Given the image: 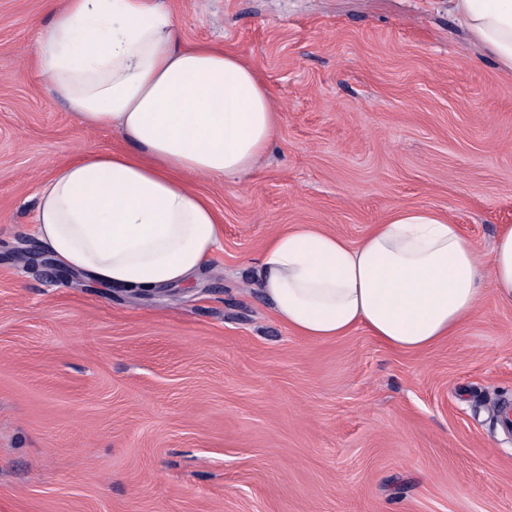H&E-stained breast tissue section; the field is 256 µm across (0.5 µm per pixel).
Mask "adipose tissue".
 I'll list each match as a JSON object with an SVG mask.
<instances>
[{
  "label": "adipose tissue",
  "mask_w": 512,
  "mask_h": 512,
  "mask_svg": "<svg viewBox=\"0 0 512 512\" xmlns=\"http://www.w3.org/2000/svg\"><path fill=\"white\" fill-rule=\"evenodd\" d=\"M33 74L127 151L88 152L41 183L33 231L64 267L150 293L206 270L223 236L198 180H233L275 138L257 71L220 45L187 43L158 0H45ZM459 27L512 73V0H448ZM253 282L277 320L315 342L366 329L415 353L454 335L484 293L512 305V225L483 255L432 209L405 210L358 243L312 224L271 237Z\"/></svg>",
  "instance_id": "1"
}]
</instances>
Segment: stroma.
Returning a JSON list of instances; mask_svg holds the SVG:
<instances>
[{
	"label": "stroma",
	"mask_w": 512,
	"mask_h": 512,
	"mask_svg": "<svg viewBox=\"0 0 512 512\" xmlns=\"http://www.w3.org/2000/svg\"><path fill=\"white\" fill-rule=\"evenodd\" d=\"M160 2L253 66L279 121L255 170L197 184L224 225L201 278L139 295L54 277L32 233L43 180L129 144L29 77L44 0H0V512H512V306L406 353L295 336L248 276L276 232L356 244L413 208L489 252L512 75L448 0Z\"/></svg>",
	"instance_id": "1"
}]
</instances>
